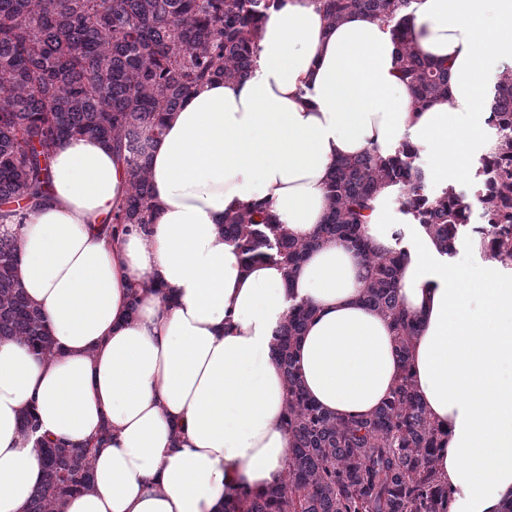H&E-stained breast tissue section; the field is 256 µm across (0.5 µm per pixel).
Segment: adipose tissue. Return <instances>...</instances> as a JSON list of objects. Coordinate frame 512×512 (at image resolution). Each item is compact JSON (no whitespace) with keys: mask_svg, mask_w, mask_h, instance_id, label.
<instances>
[{"mask_svg":"<svg viewBox=\"0 0 512 512\" xmlns=\"http://www.w3.org/2000/svg\"><path fill=\"white\" fill-rule=\"evenodd\" d=\"M409 37L446 62L447 98L418 109L399 78L389 27L362 13L328 27L314 0H283L243 81L197 87L149 135L153 224L102 232L125 175L110 145L56 143L51 183L18 229L19 280L58 354L39 359L0 340V512H28L41 468L19 419L70 448L100 435L92 488L64 512H223L235 491L280 482L290 438L286 387L273 355L289 308L316 315L296 371L336 417L373 412L400 371L388 319L362 302L361 256L336 241L311 252L293 282L274 261L244 263L225 213L268 207L298 238L327 210L336 160L407 141L441 182L462 174L491 70L512 65V0H413ZM384 188L367 233L379 251L406 223ZM399 290L422 321L410 348L416 390L447 431L437 468L451 512L512 505V286L492 270L449 267L419 224ZM136 312H129L130 297Z\"/></svg>","mask_w":512,"mask_h":512,"instance_id":"adipose-tissue-1","label":"adipose tissue"}]
</instances>
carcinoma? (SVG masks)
<instances>
[{
    "mask_svg": "<svg viewBox=\"0 0 512 512\" xmlns=\"http://www.w3.org/2000/svg\"><path fill=\"white\" fill-rule=\"evenodd\" d=\"M282 0H0V227L20 216L16 201L38 202L50 183V159L64 137L90 135L125 164L126 188L106 219L113 237L153 220L150 160L143 130L157 133L164 115L199 85L246 78L266 15ZM328 25L360 12L398 37L397 66L422 108L448 94V65L419 53L407 36L412 0H314ZM487 124L492 136L471 179L488 198L482 223H470L468 192L430 187L422 150L404 141L383 157L373 148L336 161L327 181L328 212L316 233L298 238L268 208L224 215V237L245 263L276 260L292 278L327 240L346 243L367 271L363 302L390 319L402 364L391 396L370 415L342 420L306 395L295 371L297 345L314 308L293 305L278 332L276 354L287 386L284 422L291 436L283 480L261 493L232 494L224 512H449L448 486L436 456L441 431L412 383L407 364L417 317L400 301L404 234L379 252L364 235L371 201L384 187L413 223L428 229L441 253L469 241L512 265V66L491 78ZM21 238L0 230V339L55 356L41 312L16 275ZM101 437L84 448L40 444L41 476L29 512H61L64 500L93 479Z\"/></svg>",
    "mask_w": 512,
    "mask_h": 512,
    "instance_id": "1",
    "label": "carcinoma"
}]
</instances>
